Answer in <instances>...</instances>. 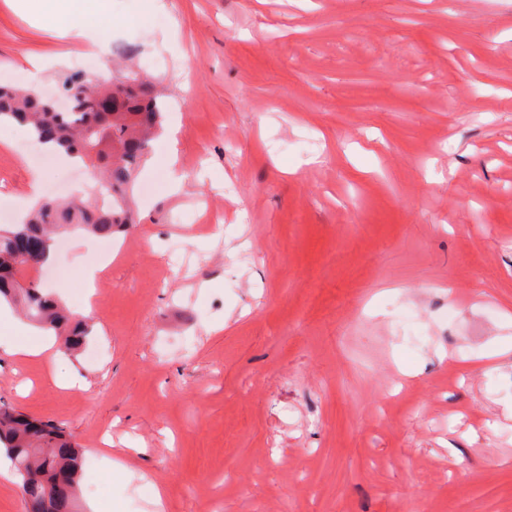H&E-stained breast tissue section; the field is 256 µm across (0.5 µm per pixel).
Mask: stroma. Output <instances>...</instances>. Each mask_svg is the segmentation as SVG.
<instances>
[{"mask_svg":"<svg viewBox=\"0 0 512 512\" xmlns=\"http://www.w3.org/2000/svg\"><path fill=\"white\" fill-rule=\"evenodd\" d=\"M167 2L108 22L181 126L182 187L155 139L139 224L30 271L92 334L0 346V404L72 433L78 512H512V0ZM32 56L47 91L93 70L0 0V84ZM28 135L0 122L14 224L31 179L95 192Z\"/></svg>","mask_w":512,"mask_h":512,"instance_id":"obj_1","label":"stroma"}]
</instances>
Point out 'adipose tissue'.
I'll use <instances>...</instances> for the list:
<instances>
[{
  "instance_id": "1",
  "label": "adipose tissue",
  "mask_w": 512,
  "mask_h": 512,
  "mask_svg": "<svg viewBox=\"0 0 512 512\" xmlns=\"http://www.w3.org/2000/svg\"><path fill=\"white\" fill-rule=\"evenodd\" d=\"M9 6L38 29L55 31L88 45L95 57V73L109 75L112 29L101 20L106 13L101 0H92L82 8L77 7L76 0H53L49 11L45 10L42 0H9Z\"/></svg>"
}]
</instances>
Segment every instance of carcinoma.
<instances>
[{"label":"carcinoma","mask_w":512,"mask_h":512,"mask_svg":"<svg viewBox=\"0 0 512 512\" xmlns=\"http://www.w3.org/2000/svg\"><path fill=\"white\" fill-rule=\"evenodd\" d=\"M57 90L69 95L70 109L59 111L42 94L0 86V119L31 127L42 144L94 168L104 195L43 200L23 224L0 232V300L21 309L33 325L55 331L72 352L86 344L85 319L67 313L31 280H19L41 266L56 234L71 227L110 237L136 223L128 206L135 177L148 158L150 141L163 129L164 112L151 77L134 64L112 72L107 82L81 72L62 73ZM31 416L0 407V451L21 477L28 512H75L81 451L64 427L52 421L30 423Z\"/></svg>","instance_id":"1"}]
</instances>
